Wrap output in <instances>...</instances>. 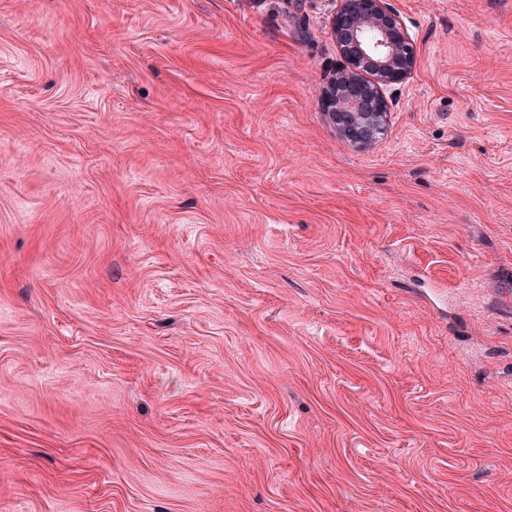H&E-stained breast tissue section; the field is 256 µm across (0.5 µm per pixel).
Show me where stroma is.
<instances>
[{
    "instance_id": "1",
    "label": "stroma",
    "mask_w": 512,
    "mask_h": 512,
    "mask_svg": "<svg viewBox=\"0 0 512 512\" xmlns=\"http://www.w3.org/2000/svg\"><path fill=\"white\" fill-rule=\"evenodd\" d=\"M0 0V512H512V0ZM336 4L330 34L348 64L329 80L321 105L341 137L365 149L387 130L384 88L412 74L415 52L386 0H336Z\"/></svg>"
}]
</instances>
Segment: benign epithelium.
Masks as SVG:
<instances>
[{
  "label": "benign epithelium",
  "mask_w": 512,
  "mask_h": 512,
  "mask_svg": "<svg viewBox=\"0 0 512 512\" xmlns=\"http://www.w3.org/2000/svg\"><path fill=\"white\" fill-rule=\"evenodd\" d=\"M329 27L347 66L329 80L322 109L346 142L369 148L387 130L384 88L412 74L414 48L386 0H336Z\"/></svg>",
  "instance_id": "1"
}]
</instances>
